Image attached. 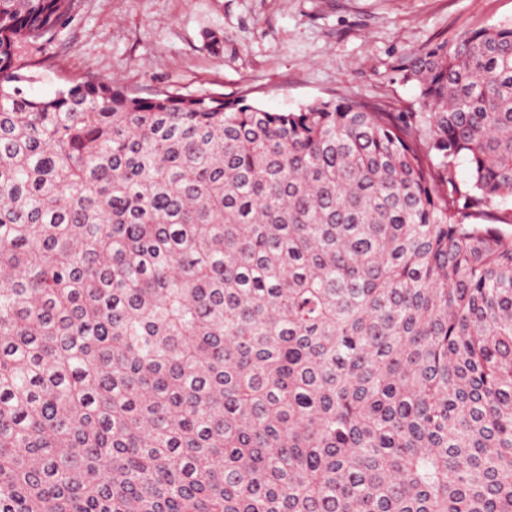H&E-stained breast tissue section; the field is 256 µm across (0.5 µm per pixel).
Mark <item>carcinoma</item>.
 Segmentation results:
<instances>
[{
    "mask_svg": "<svg viewBox=\"0 0 512 512\" xmlns=\"http://www.w3.org/2000/svg\"><path fill=\"white\" fill-rule=\"evenodd\" d=\"M75 2L0 0V512H512V25L421 112L33 97Z\"/></svg>",
    "mask_w": 512,
    "mask_h": 512,
    "instance_id": "1",
    "label": "carcinoma"
}]
</instances>
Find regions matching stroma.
Instances as JSON below:
<instances>
[{"label":"stroma","mask_w":512,"mask_h":512,"mask_svg":"<svg viewBox=\"0 0 512 512\" xmlns=\"http://www.w3.org/2000/svg\"><path fill=\"white\" fill-rule=\"evenodd\" d=\"M509 23L512 0H79L26 89L112 77L142 96L245 94L271 112L348 97L418 112L404 57Z\"/></svg>","instance_id":"1"}]
</instances>
